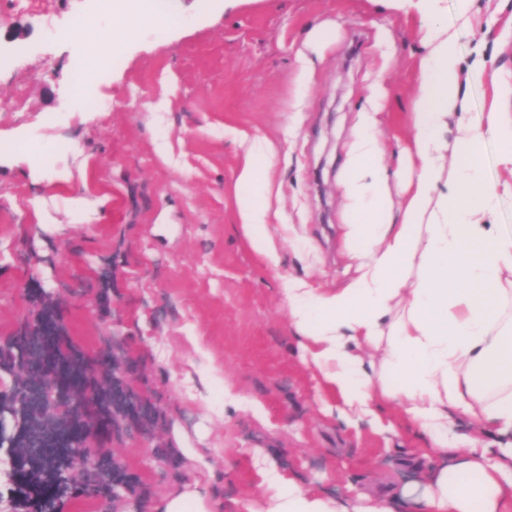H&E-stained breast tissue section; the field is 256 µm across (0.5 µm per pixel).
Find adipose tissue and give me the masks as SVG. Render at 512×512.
I'll use <instances>...</instances> for the list:
<instances>
[{"instance_id": "adipose-tissue-1", "label": "adipose tissue", "mask_w": 512, "mask_h": 512, "mask_svg": "<svg viewBox=\"0 0 512 512\" xmlns=\"http://www.w3.org/2000/svg\"><path fill=\"white\" fill-rule=\"evenodd\" d=\"M439 2L422 0L423 53L405 148L415 177L394 199L377 112L363 108L344 161L356 274L336 290L293 278L282 292L309 362L346 406L370 413L378 401L396 403L440 453L448 450L449 413L472 419L478 434L466 455L430 476L427 512H512V448H487L480 437L490 427L512 431V232L493 222L500 201L512 197V114L499 111L503 82L482 59L462 67L453 35L437 21ZM141 22L165 29L179 19L157 0H118L107 50L124 53ZM484 79L494 103L475 118L461 88ZM489 140L499 146L493 180L480 161ZM274 156L253 140L237 176L242 230L272 267L280 262L267 233L277 215ZM379 347L382 364L371 377L361 352ZM267 512L337 509L279 479Z\"/></svg>"}]
</instances>
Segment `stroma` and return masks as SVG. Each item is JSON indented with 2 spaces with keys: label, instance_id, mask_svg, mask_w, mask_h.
<instances>
[{
  "label": "stroma",
  "instance_id": "obj_1",
  "mask_svg": "<svg viewBox=\"0 0 512 512\" xmlns=\"http://www.w3.org/2000/svg\"><path fill=\"white\" fill-rule=\"evenodd\" d=\"M95 0H53L52 18L0 0V48L24 47L0 71V345L53 306L73 369L111 356L150 421L102 428L93 452L133 480L124 499L67 471L57 512H165L185 494L203 512H266L273 478L353 505L393 489V512H425V481L401 457L457 459L472 430L448 420L451 453L385 404L357 417L307 361L282 285L333 288L354 276L342 219L341 166L356 112L381 82L379 131L398 164L422 52L421 16L397 0H159L181 17L142 24L86 96L70 90L88 43L56 28ZM462 65L483 54L512 84V13L474 0L469 21L443 0ZM325 31L315 41L316 31ZM276 148L279 217L268 226L280 264L266 265L239 224L242 141ZM38 145V169L10 162Z\"/></svg>",
  "mask_w": 512,
  "mask_h": 512
}]
</instances>
